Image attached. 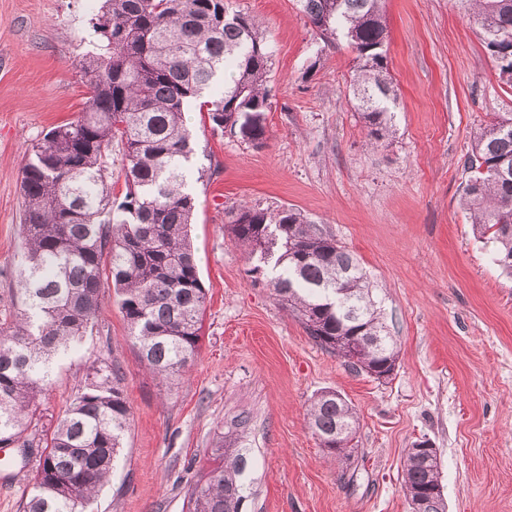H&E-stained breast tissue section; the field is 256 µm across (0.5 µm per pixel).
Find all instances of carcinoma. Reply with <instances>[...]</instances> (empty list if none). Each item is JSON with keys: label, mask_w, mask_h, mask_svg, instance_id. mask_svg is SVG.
Wrapping results in <instances>:
<instances>
[{"label": "carcinoma", "mask_w": 512, "mask_h": 512, "mask_svg": "<svg viewBox=\"0 0 512 512\" xmlns=\"http://www.w3.org/2000/svg\"><path fill=\"white\" fill-rule=\"evenodd\" d=\"M472 18L512 87V0H469ZM325 43L342 38L356 53L353 98L367 136L394 134L397 93L387 62L384 0H299ZM84 40L88 89L77 117L32 144L21 170L22 308L0 324V448H31L23 438L32 407L48 391L52 365L92 333L105 283L138 346L141 365L166 380L183 375L203 327L206 288L188 226L196 207L188 177L197 170L186 112L197 103L214 132L254 147L267 140L271 110L269 36L228 0H102ZM121 145L125 195L112 201V142ZM462 206L494 263L512 276V113L485 124L463 162ZM227 228L264 283L318 346L372 377L398 359L364 268L335 237L300 211L240 202ZM38 457L37 482L21 512H88L109 482L131 419L117 365H91ZM308 426L327 454L354 441L355 409L333 391L312 403ZM215 464L191 489L188 512H242L246 457L214 448ZM440 483L439 461L405 450L403 489L421 512H446L428 493Z\"/></svg>", "instance_id": "carcinoma-1"}]
</instances>
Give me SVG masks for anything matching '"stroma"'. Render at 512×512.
<instances>
[{
  "label": "stroma",
  "mask_w": 512,
  "mask_h": 512,
  "mask_svg": "<svg viewBox=\"0 0 512 512\" xmlns=\"http://www.w3.org/2000/svg\"><path fill=\"white\" fill-rule=\"evenodd\" d=\"M102 0H0V322L18 307L21 167L30 145L87 99L80 63ZM262 21L273 51L267 141L256 148L189 124L212 175L190 187L191 233L207 290L185 375L142 370L113 289L98 324L55 370L25 433L39 440L83 388L94 360L120 363L132 408L95 512H187L216 440L247 459L245 512H410L404 450L436 448L446 512H512V278L461 205L463 156L488 121L512 113V86L467 0H386L395 133L373 144L350 95L355 55L324 46L298 0H232ZM288 206L322 225L367 270L397 339L393 375L352 370L315 345L269 288L225 213ZM359 416L357 451L339 460L306 425L320 393ZM37 461L0 454V512H20Z\"/></svg>",
  "instance_id": "obj_1"
}]
</instances>
